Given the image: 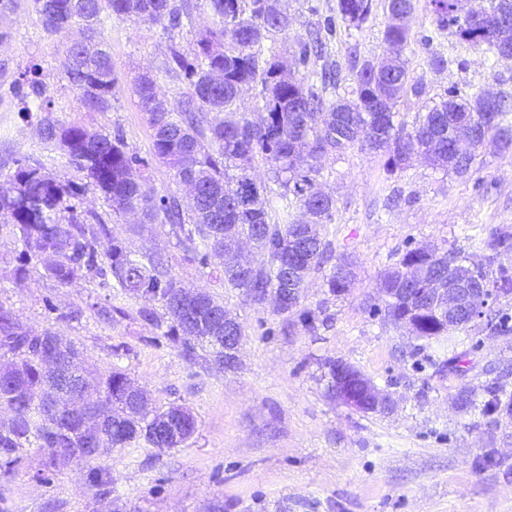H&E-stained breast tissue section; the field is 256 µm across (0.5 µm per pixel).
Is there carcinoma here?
I'll return each instance as SVG.
<instances>
[{
    "label": "carcinoma",
    "instance_id": "1",
    "mask_svg": "<svg viewBox=\"0 0 512 512\" xmlns=\"http://www.w3.org/2000/svg\"><path fill=\"white\" fill-rule=\"evenodd\" d=\"M483 14L482 24L469 22L463 0H430L434 31L448 32L470 47L494 57L512 55V40L501 36L498 18L512 11V0H474ZM388 24L383 32L393 57L377 66L365 61L347 91L339 68L325 64L312 77L292 78L279 55L260 57L263 42L288 35L293 19L280 0H32L46 33L66 39V78L85 107H108L117 85L112 55L97 40L105 19L137 18L170 32L195 31L192 48L185 51L173 42L157 75L144 76L136 85L139 107L153 131V156L174 173L176 183L189 185L196 201L183 206L174 194L157 195L133 170L145 161L126 150L120 133L113 135L64 125L54 119V103L45 96L39 70L19 74L15 84L21 94L20 112L42 113L38 121L43 140L58 144L68 166L83 174L84 183L50 177L37 163L17 161L14 172L0 181V219L15 227L25 246V264L15 277L25 275L26 265L37 259L46 263L48 275L65 285L77 270L104 280L112 278L130 296L151 295L169 320L167 335L179 344L184 356L208 352L223 356L209 336L213 327L209 311L224 304L206 291L189 290L170 276L161 257L143 262L135 258L121 239L96 214L81 217L72 200L86 190L100 192L112 213L136 212L142 224H167L178 244L210 273L222 275L233 288H241L256 302L282 289L281 269L288 263V237L310 225L306 246L296 256L302 271L297 286L323 264L328 252L317 226L335 219V200L314 188L322 160L351 149L388 155V172L405 168L416 154L426 156L439 169L467 174L476 152L457 153V143L471 131L477 143L490 139L499 150H512V98L500 94L487 105L479 93L469 94L451 85L439 101L418 113L411 127L395 122L402 99L424 95L420 83L409 81L406 50L411 42L406 23L395 17L409 16L414 0H385ZM375 0H337L336 16H327L297 40L293 52L297 68L307 69L325 55L326 37L337 33V23L361 30L370 21ZM204 13L210 24L194 30L196 16ZM177 79L186 85L177 110L157 92L158 79ZM257 87L258 109L263 118L254 122L238 106L245 87ZM262 159L279 187L287 209V221H270V189L257 181L252 170ZM250 237L262 260L242 274L230 252V244ZM490 251L489 265L477 268L503 294L512 293V233L495 231L483 241ZM467 260L453 249H411L400 266L386 272L382 285L393 292L382 299L386 317L399 323L407 303H417L429 278L448 273V268ZM496 266L491 270L490 266ZM352 271L340 262L328 280L330 292L340 294L352 284ZM193 299L201 311L193 319L179 312L177 303ZM11 358L9 376L0 381V407L11 417L0 423V469L9 472L21 452L34 444L43 452L38 476L60 459H73L75 448H95L84 459L90 481L103 485L96 460L114 448L140 439L155 448H171L151 424L165 415L183 438L195 432L192 411L171 405L144 414L132 411L127 390L130 381L112 367L88 371L78 366L79 350L72 342L46 330H28L16 315L0 306V356ZM69 358L70 365L58 359ZM76 373L89 395L59 394L60 378Z\"/></svg>",
    "mask_w": 512,
    "mask_h": 512
}]
</instances>
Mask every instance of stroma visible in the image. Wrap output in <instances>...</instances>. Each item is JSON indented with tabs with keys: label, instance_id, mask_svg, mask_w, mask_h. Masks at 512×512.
Returning a JSON list of instances; mask_svg holds the SVG:
<instances>
[{
	"label": "stroma",
	"instance_id": "1",
	"mask_svg": "<svg viewBox=\"0 0 512 512\" xmlns=\"http://www.w3.org/2000/svg\"><path fill=\"white\" fill-rule=\"evenodd\" d=\"M16 3L15 11L0 14V174L27 159L51 176L76 177L58 145L42 140L37 117L20 111L12 82L35 66L56 119L121 133L127 150L144 159L148 186L161 195L179 193L172 171L152 155L135 83L158 71L170 42L190 47L192 34L172 35L140 20L107 21L99 38L118 83L108 108L91 112L64 78V39L44 32L30 0ZM336 4L284 0L293 17L289 39L335 14ZM414 4L406 58L409 78L424 83L427 100L453 84L512 96V59L488 61L445 34L425 46L428 0ZM386 22L379 7L362 30H339L327 41V61L352 79L354 61L385 51ZM434 49L451 54L452 64L432 69ZM386 162L385 155L355 149L324 159L318 182L334 196L336 216L319 232L333 259L311 273L297 307L285 314L208 276L176 245L168 225L113 215L98 192L84 194L81 209L99 213L135 256L162 253L182 285L223 302L244 331L232 370L202 353L185 357L166 324L139 315L145 307L159 310V303L131 298L117 285L81 271L62 285L41 262L16 279L23 244L12 225L0 223V305L32 331L76 342L87 368H119L148 392L153 407L183 405L196 419L194 435L180 447L139 441L102 456L101 488L89 484L86 466L70 461L40 482L42 454L25 449L0 476V512H212L218 502L224 512H512V415L491 408L486 391L497 386L502 401L512 400V295L488 307V320L430 341L388 322L379 299L383 275L410 249H460L484 261L489 233L512 230V152L486 142L465 176L419 157L391 174ZM343 256L354 278L337 296L328 280L334 259ZM73 310L80 319L59 320ZM304 314L313 328L301 322ZM500 321L507 331L490 330ZM330 360L359 370L390 396L391 408L360 413L342 405L328 391Z\"/></svg>",
	"mask_w": 512,
	"mask_h": 512
}]
</instances>
